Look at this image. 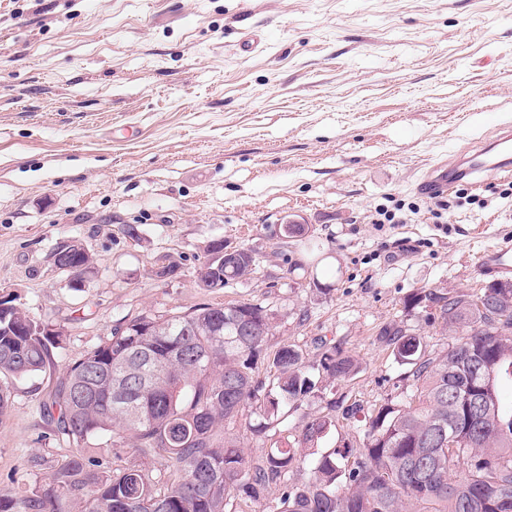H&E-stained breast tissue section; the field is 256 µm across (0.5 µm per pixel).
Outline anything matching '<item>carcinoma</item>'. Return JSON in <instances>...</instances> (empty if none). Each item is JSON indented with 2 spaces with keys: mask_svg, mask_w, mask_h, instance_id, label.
Instances as JSON below:
<instances>
[{
  "mask_svg": "<svg viewBox=\"0 0 512 512\" xmlns=\"http://www.w3.org/2000/svg\"><path fill=\"white\" fill-rule=\"evenodd\" d=\"M87 256L71 246L59 263L78 277ZM254 259L237 249L197 271L196 286L222 288L250 275ZM404 309L424 314L455 336L431 354L422 338L392 323L379 340L407 366L402 395L372 409L361 438L306 461L307 478L288 481L296 445L313 442L327 416L302 425L297 444L278 414L297 409L317 381L292 344L268 359V385L254 365L271 331L272 312L251 302L205 305L165 319L141 316L65 366L41 413L77 445L47 480L0 512H238L279 492L275 512H512V282L491 281L477 293L421 288ZM61 331L12 307L0 310V377L24 379L52 363ZM318 370L332 380L355 375L357 360L339 346ZM263 418L251 427L271 446L248 458L221 431L243 412ZM111 435L120 448L163 452L176 478L156 488L142 465L115 456L93 467L82 445Z\"/></svg>",
  "mask_w": 512,
  "mask_h": 512,
  "instance_id": "1",
  "label": "carcinoma"
}]
</instances>
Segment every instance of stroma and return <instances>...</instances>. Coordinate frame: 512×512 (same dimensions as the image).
<instances>
[{
	"label": "stroma",
	"instance_id": "obj_1",
	"mask_svg": "<svg viewBox=\"0 0 512 512\" xmlns=\"http://www.w3.org/2000/svg\"><path fill=\"white\" fill-rule=\"evenodd\" d=\"M510 123L512 0H0V301L63 331L50 368L9 383L0 499L70 453L37 409L65 365L140 316L258 303L268 351L342 345L358 373L291 428L395 397L406 368L380 328L446 350L404 297L478 292L477 255L512 238V172L439 218L417 182ZM395 207L404 223H377ZM293 219L306 239L284 238ZM66 240L94 259L78 284L53 265ZM216 240L254 271L205 291Z\"/></svg>",
	"mask_w": 512,
	"mask_h": 512
}]
</instances>
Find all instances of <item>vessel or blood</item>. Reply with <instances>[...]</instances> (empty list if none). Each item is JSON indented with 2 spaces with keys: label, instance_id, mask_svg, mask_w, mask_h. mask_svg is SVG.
<instances>
[{
  "label": "vessel or blood",
  "instance_id": "1",
  "mask_svg": "<svg viewBox=\"0 0 512 512\" xmlns=\"http://www.w3.org/2000/svg\"><path fill=\"white\" fill-rule=\"evenodd\" d=\"M512 169V128L504 127L489 142L455 161L433 168L418 184L420 193L440 197L460 184H475ZM481 275L499 277L512 274V240H502L479 254Z\"/></svg>",
  "mask_w": 512,
  "mask_h": 512
}]
</instances>
